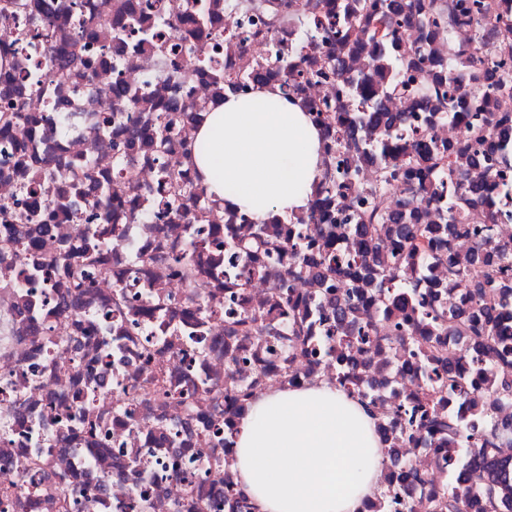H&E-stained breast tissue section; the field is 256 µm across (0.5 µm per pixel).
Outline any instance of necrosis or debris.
Masks as SVG:
<instances>
[{"instance_id":"4bbe7bcc","label":"necrosis or debris","mask_w":512,"mask_h":512,"mask_svg":"<svg viewBox=\"0 0 512 512\" xmlns=\"http://www.w3.org/2000/svg\"><path fill=\"white\" fill-rule=\"evenodd\" d=\"M0 20V512H256L232 464L235 430L253 399L342 373L348 389L376 401L383 441L381 483L362 512H435L448 481L464 490V512H486L492 478L483 466L453 471V435L408 440L422 411L463 415L487 409L505 431L490 452L512 465V401L494 390L499 355L469 336L422 320L420 309L452 307L455 323L486 321V308L448 283L449 266L481 278L475 234L456 239L447 260L414 257L405 271L408 303L366 287L354 275L289 276L281 248L332 249L348 262L359 248L341 227L379 177L367 146L390 137L411 146L428 136L456 145L464 183L490 182L482 209L493 233L512 242V163L487 125L492 100L466 105L385 95L392 128L350 125L372 111L371 93L414 77L430 61L444 78L473 48L489 65L512 68V29L499 17L512 0H484L497 24L480 37L460 21L461 0L411 9L389 43L373 38L383 18L369 0H21ZM347 18L365 36L344 45L335 29L313 30L310 15ZM321 125L323 172L358 158L351 189L313 197L302 216L269 220L271 239L255 248L257 219L198 198L159 204L160 172L197 187L187 154L207 115L225 96L249 95L252 70ZM173 118L171 149L144 141L161 116ZM483 136L487 156L459 147ZM423 201L418 181L391 191L385 208L413 216L440 243L448 209L470 217L445 173ZM23 249L4 247V239ZM90 288L76 292L77 277ZM352 314L336 319V302ZM260 317L264 331L246 325ZM448 359L451 385L433 387L424 365Z\"/></svg>"}]
</instances>
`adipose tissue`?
<instances>
[{"label": "adipose tissue", "instance_id": "adipose-tissue-1", "mask_svg": "<svg viewBox=\"0 0 512 512\" xmlns=\"http://www.w3.org/2000/svg\"><path fill=\"white\" fill-rule=\"evenodd\" d=\"M207 194L266 221L307 208L322 168L306 112L261 86L227 96L196 133ZM382 463L375 419L328 381L271 389L236 430L234 467L258 512H359Z\"/></svg>", "mask_w": 512, "mask_h": 512}]
</instances>
